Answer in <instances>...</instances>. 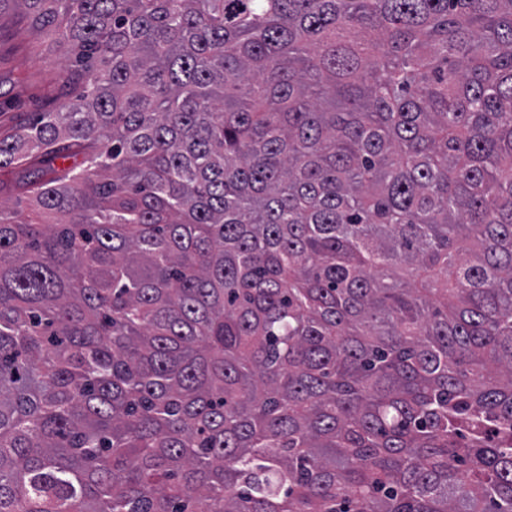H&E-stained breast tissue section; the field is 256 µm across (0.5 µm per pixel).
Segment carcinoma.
I'll use <instances>...</instances> for the list:
<instances>
[{"label": "carcinoma", "instance_id": "carcinoma-1", "mask_svg": "<svg viewBox=\"0 0 512 512\" xmlns=\"http://www.w3.org/2000/svg\"><path fill=\"white\" fill-rule=\"evenodd\" d=\"M7 3L0 512H512V0ZM0 128L31 121L32 112L55 109L76 94L64 84L63 68L72 55L67 47L41 40L29 19L15 9L1 17Z\"/></svg>", "mask_w": 512, "mask_h": 512}]
</instances>
